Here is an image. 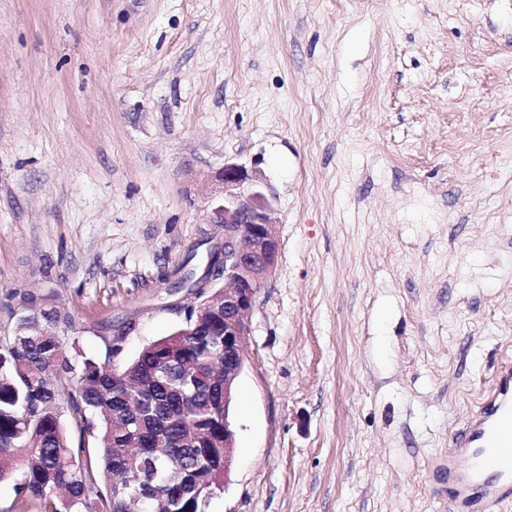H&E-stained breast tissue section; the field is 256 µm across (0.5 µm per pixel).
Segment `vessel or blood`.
Segmentation results:
<instances>
[{"label": "vessel or blood", "mask_w": 512, "mask_h": 512, "mask_svg": "<svg viewBox=\"0 0 512 512\" xmlns=\"http://www.w3.org/2000/svg\"><path fill=\"white\" fill-rule=\"evenodd\" d=\"M452 512H495L512 500V361L448 450Z\"/></svg>", "instance_id": "1"}]
</instances>
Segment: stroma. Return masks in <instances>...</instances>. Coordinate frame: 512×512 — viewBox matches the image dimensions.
<instances>
[{
	"instance_id": "1",
	"label": "stroma",
	"mask_w": 512,
	"mask_h": 512,
	"mask_svg": "<svg viewBox=\"0 0 512 512\" xmlns=\"http://www.w3.org/2000/svg\"><path fill=\"white\" fill-rule=\"evenodd\" d=\"M228 163L280 251L210 512H449L512 360V0H0V336L19 289L98 361L181 328Z\"/></svg>"
}]
</instances>
